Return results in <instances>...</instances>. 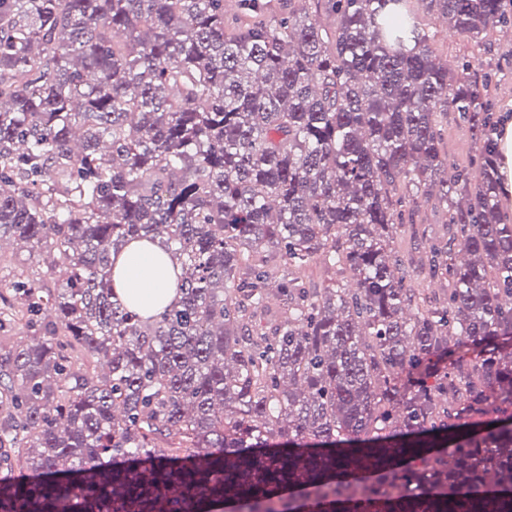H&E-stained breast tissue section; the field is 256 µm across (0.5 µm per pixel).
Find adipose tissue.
<instances>
[{"instance_id": "adipose-tissue-1", "label": "adipose tissue", "mask_w": 512, "mask_h": 512, "mask_svg": "<svg viewBox=\"0 0 512 512\" xmlns=\"http://www.w3.org/2000/svg\"><path fill=\"white\" fill-rule=\"evenodd\" d=\"M179 274L166 254L146 240L131 241L114 259L116 293L145 315L156 314L170 303Z\"/></svg>"}]
</instances>
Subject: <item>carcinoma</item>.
I'll return each instance as SVG.
<instances>
[{"label":"carcinoma","instance_id":"obj_1","mask_svg":"<svg viewBox=\"0 0 512 512\" xmlns=\"http://www.w3.org/2000/svg\"><path fill=\"white\" fill-rule=\"evenodd\" d=\"M237 3L0 0V512H512L497 83L412 0ZM428 4L477 48L512 26ZM434 191L452 236L396 250ZM137 238L180 269L145 319ZM420 19L424 24L423 27L429 31L430 34L435 33V37L432 40V45L435 53L440 56L443 60L453 61L458 57L471 55V53L477 54V48L451 32L443 31L436 25L434 16L427 14L424 10L419 12ZM444 142L452 158L466 162L475 153V141L467 126L460 123L452 112H448L441 127ZM116 293L144 315L161 311L173 299L180 269L146 240H133L114 258Z\"/></svg>","mask_w":512,"mask_h":512}]
</instances>
